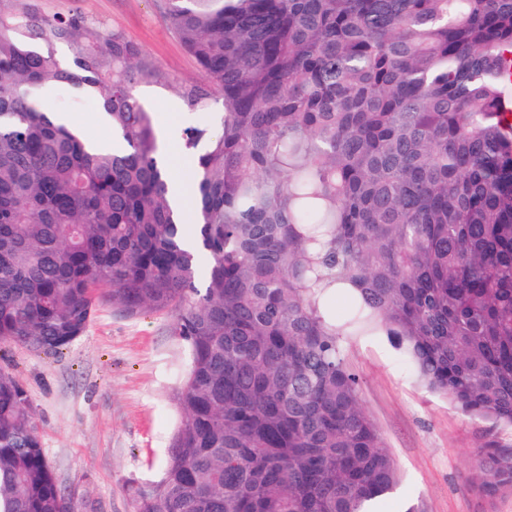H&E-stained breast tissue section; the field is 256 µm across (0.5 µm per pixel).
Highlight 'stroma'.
I'll return each instance as SVG.
<instances>
[{"instance_id": "1", "label": "stroma", "mask_w": 512, "mask_h": 512, "mask_svg": "<svg viewBox=\"0 0 512 512\" xmlns=\"http://www.w3.org/2000/svg\"><path fill=\"white\" fill-rule=\"evenodd\" d=\"M48 14L80 12L123 33L169 80L143 84L136 96L153 113H168L160 128L176 175L182 166V130L205 116L185 110L174 84L202 81L195 60L165 23L162 0H31ZM53 108L68 112L88 141H108L112 129L97 106L72 107L66 96ZM358 375L363 407L393 455L399 482L383 512H512V495H486L472 475L474 458L489 443L512 446V430L462 414L428 392L387 337L368 336L345 346ZM187 352L172 333V316H127L101 304L85 331L62 353L46 355L0 346V368L26 389L47 459L78 512H131L137 489L163 475L180 416L176 389Z\"/></svg>"}]
</instances>
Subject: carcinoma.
I'll return each instance as SVG.
<instances>
[{
	"instance_id": "obj_1",
	"label": "carcinoma",
	"mask_w": 512,
	"mask_h": 512,
	"mask_svg": "<svg viewBox=\"0 0 512 512\" xmlns=\"http://www.w3.org/2000/svg\"><path fill=\"white\" fill-rule=\"evenodd\" d=\"M212 113L182 132L192 211L138 84L79 13L0 4V345L57 354L97 307L169 311L188 366L133 512H378L398 476L345 359L383 334L430 391L512 428V0H165ZM67 46L71 59L55 57ZM96 100L112 151L42 105ZM474 479L512 493V448ZM0 512H76L0 370Z\"/></svg>"
}]
</instances>
